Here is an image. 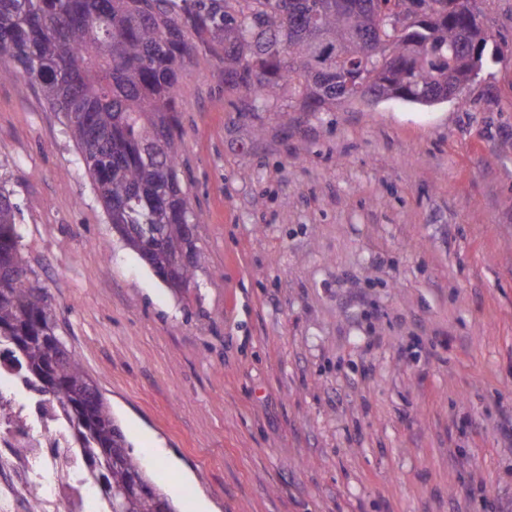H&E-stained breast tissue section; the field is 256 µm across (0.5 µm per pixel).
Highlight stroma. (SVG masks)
<instances>
[{"mask_svg":"<svg viewBox=\"0 0 512 512\" xmlns=\"http://www.w3.org/2000/svg\"><path fill=\"white\" fill-rule=\"evenodd\" d=\"M475 5L480 75L433 107L241 112L193 59L185 292L113 231L62 114L0 81L21 254L178 512H512V0Z\"/></svg>","mask_w":512,"mask_h":512,"instance_id":"1","label":"stroma"}]
</instances>
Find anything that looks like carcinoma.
<instances>
[{
	"label": "carcinoma",
	"mask_w": 512,
	"mask_h": 512,
	"mask_svg": "<svg viewBox=\"0 0 512 512\" xmlns=\"http://www.w3.org/2000/svg\"><path fill=\"white\" fill-rule=\"evenodd\" d=\"M0 0L1 79L35 86L63 114L111 224L163 282V245L201 223L178 169V89L199 54L217 61L224 92L295 112L336 103L440 104L442 82L470 84L471 18L454 0ZM10 194L0 188V345L25 382L52 396L112 512H174L144 475L112 410L59 333L48 289L18 248Z\"/></svg>",
	"instance_id": "carcinoma-1"
}]
</instances>
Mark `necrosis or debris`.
<instances>
[{"mask_svg": "<svg viewBox=\"0 0 512 512\" xmlns=\"http://www.w3.org/2000/svg\"><path fill=\"white\" fill-rule=\"evenodd\" d=\"M28 385L0 361V512H92L95 486L82 478L55 403L21 402Z\"/></svg>", "mask_w": 512, "mask_h": 512, "instance_id": "1", "label": "necrosis or debris"}]
</instances>
